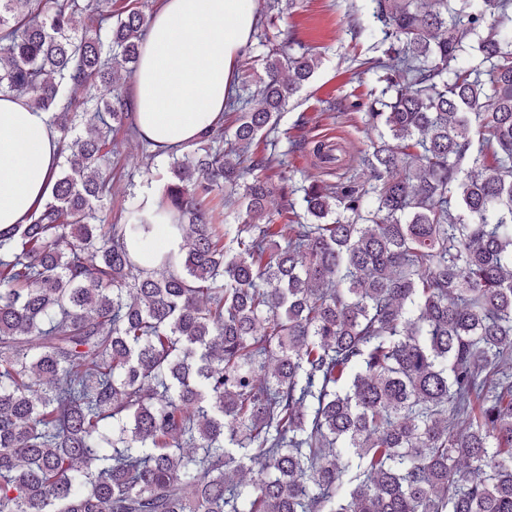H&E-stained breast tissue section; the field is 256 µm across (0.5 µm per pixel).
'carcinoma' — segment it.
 <instances>
[{
  "label": "carcinoma",
  "instance_id": "1",
  "mask_svg": "<svg viewBox=\"0 0 512 512\" xmlns=\"http://www.w3.org/2000/svg\"><path fill=\"white\" fill-rule=\"evenodd\" d=\"M369 2L363 175L265 174L319 64L278 44L232 138L113 224L100 161L151 15L0 0V92L67 150L0 225V512H512V0ZM158 224L181 244L147 268Z\"/></svg>",
  "mask_w": 512,
  "mask_h": 512
}]
</instances>
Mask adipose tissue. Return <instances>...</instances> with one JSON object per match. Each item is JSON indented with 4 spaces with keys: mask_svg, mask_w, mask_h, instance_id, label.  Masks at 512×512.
Here are the masks:
<instances>
[{
    "mask_svg": "<svg viewBox=\"0 0 512 512\" xmlns=\"http://www.w3.org/2000/svg\"><path fill=\"white\" fill-rule=\"evenodd\" d=\"M254 0H160L132 78L134 122L154 149L197 141L224 117L256 24ZM61 158L49 115L0 93V225L47 199Z\"/></svg>",
    "mask_w": 512,
    "mask_h": 512,
    "instance_id": "1",
    "label": "adipose tissue"
}]
</instances>
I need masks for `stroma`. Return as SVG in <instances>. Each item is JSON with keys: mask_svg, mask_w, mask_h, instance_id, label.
I'll return each instance as SVG.
<instances>
[{"mask_svg": "<svg viewBox=\"0 0 512 512\" xmlns=\"http://www.w3.org/2000/svg\"><path fill=\"white\" fill-rule=\"evenodd\" d=\"M279 16H259L269 36L289 43L294 53L315 54L320 65L314 75L289 100L280 121L277 150L294 181L311 172L306 144L327 139L345 146L346 156L338 166L323 170L322 179L336 182L355 170V158L369 150L376 138L362 113L343 116L333 111L336 103L369 101L379 95L380 83L362 73L361 65L378 56L373 40L365 33L371 25L368 0H280ZM120 148L112 157V191L108 209L120 213L131 200L161 195V173L167 159L155 156L142 138L120 132Z\"/></svg>", "mask_w": 512, "mask_h": 512, "instance_id": "stroma-1", "label": "stroma"}]
</instances>
